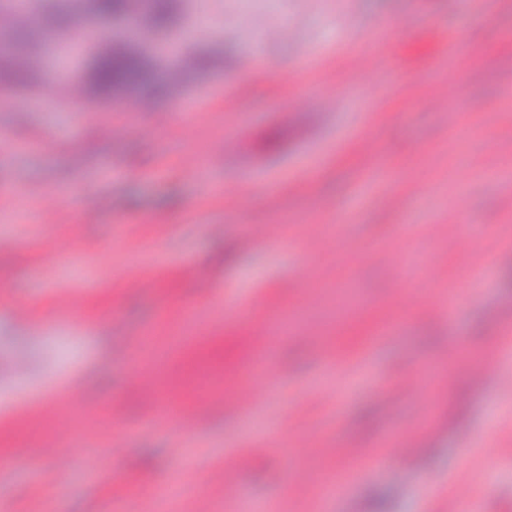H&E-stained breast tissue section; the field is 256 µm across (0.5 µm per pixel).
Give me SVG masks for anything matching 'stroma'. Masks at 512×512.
I'll return each mask as SVG.
<instances>
[{
	"label": "stroma",
	"instance_id": "obj_1",
	"mask_svg": "<svg viewBox=\"0 0 512 512\" xmlns=\"http://www.w3.org/2000/svg\"><path fill=\"white\" fill-rule=\"evenodd\" d=\"M201 8L209 31L175 32L219 63L181 99L0 96V512H156L155 486L183 473L181 512H448L463 484L474 512H512V0ZM456 206L486 250L445 223ZM416 254L420 276L393 271ZM387 319L396 336L373 344ZM263 344L269 375L238 387ZM151 363L160 384L204 385L194 440L151 423L135 378ZM376 452L392 465L335 496L337 471Z\"/></svg>",
	"mask_w": 512,
	"mask_h": 512
}]
</instances>
